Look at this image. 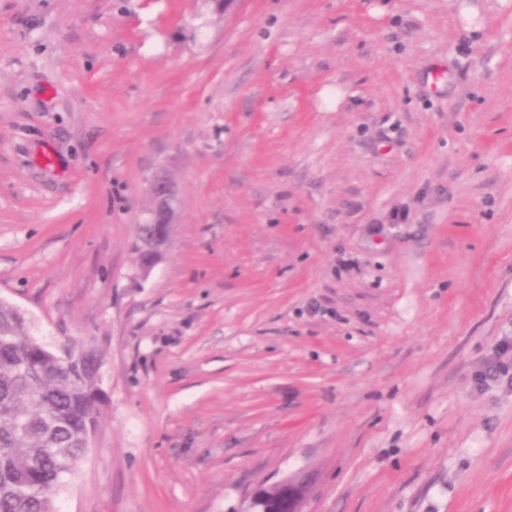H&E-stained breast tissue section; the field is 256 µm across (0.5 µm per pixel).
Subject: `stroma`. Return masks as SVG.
I'll list each match as a JSON object with an SVG mask.
<instances>
[{
  "mask_svg": "<svg viewBox=\"0 0 512 512\" xmlns=\"http://www.w3.org/2000/svg\"><path fill=\"white\" fill-rule=\"evenodd\" d=\"M0 301L102 355L55 512H512V0H0ZM154 206L140 224H172L175 190L171 182L161 176H154L149 182ZM305 494V486L288 482V486L282 487L269 499L264 512H301L299 505Z\"/></svg>",
  "mask_w": 512,
  "mask_h": 512,
  "instance_id": "obj_1",
  "label": "stroma"
}]
</instances>
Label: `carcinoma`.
Returning <instances> with one entry per match:
<instances>
[{
	"label": "carcinoma",
	"instance_id": "1",
	"mask_svg": "<svg viewBox=\"0 0 512 512\" xmlns=\"http://www.w3.org/2000/svg\"><path fill=\"white\" fill-rule=\"evenodd\" d=\"M101 367L92 347L33 338L25 316L0 302V512H52L98 427Z\"/></svg>",
	"mask_w": 512,
	"mask_h": 512
}]
</instances>
